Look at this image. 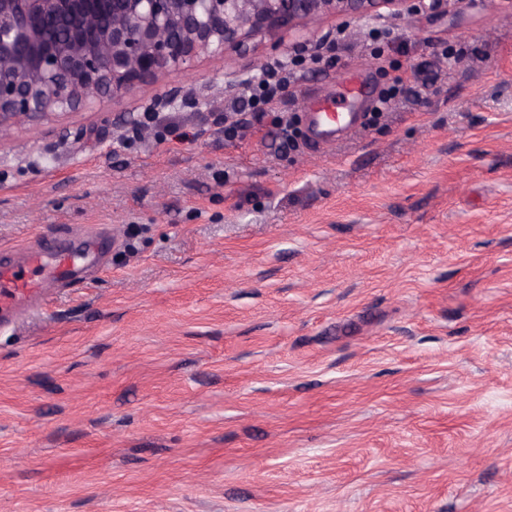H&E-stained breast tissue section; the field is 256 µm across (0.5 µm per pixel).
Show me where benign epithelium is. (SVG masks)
Instances as JSON below:
<instances>
[{
  "label": "benign epithelium",
  "instance_id": "7a95c632",
  "mask_svg": "<svg viewBox=\"0 0 512 512\" xmlns=\"http://www.w3.org/2000/svg\"><path fill=\"white\" fill-rule=\"evenodd\" d=\"M446 0H0V137L122 98L201 56L327 16L400 19Z\"/></svg>",
  "mask_w": 512,
  "mask_h": 512
}]
</instances>
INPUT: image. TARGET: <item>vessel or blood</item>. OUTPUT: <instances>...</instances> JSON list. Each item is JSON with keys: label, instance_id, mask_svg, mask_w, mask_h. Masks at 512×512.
Returning a JSON list of instances; mask_svg holds the SVG:
<instances>
[{"label": "vessel or blood", "instance_id": "1", "mask_svg": "<svg viewBox=\"0 0 512 512\" xmlns=\"http://www.w3.org/2000/svg\"><path fill=\"white\" fill-rule=\"evenodd\" d=\"M360 120V114L339 111L334 103L320 100L314 112L307 115V127L317 143L329 145ZM100 265L97 259L88 266L77 263L62 250L52 253L41 249L29 251L22 266L11 257L0 258V314L10 317L17 314L30 297L41 291L45 282L66 288L78 287L86 280V268Z\"/></svg>", "mask_w": 512, "mask_h": 512}]
</instances>
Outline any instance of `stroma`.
<instances>
[{"label":"stroma","instance_id":"obj_1","mask_svg":"<svg viewBox=\"0 0 512 512\" xmlns=\"http://www.w3.org/2000/svg\"><path fill=\"white\" fill-rule=\"evenodd\" d=\"M391 27L258 35L0 139V253L104 265L0 323V512H512V0ZM319 98L366 123L312 148ZM147 112L166 143L127 144ZM294 79L293 72L270 65L262 79L248 86L243 102L252 109L255 121L259 122L267 110L274 108Z\"/></svg>","mask_w":512,"mask_h":512}]
</instances>
